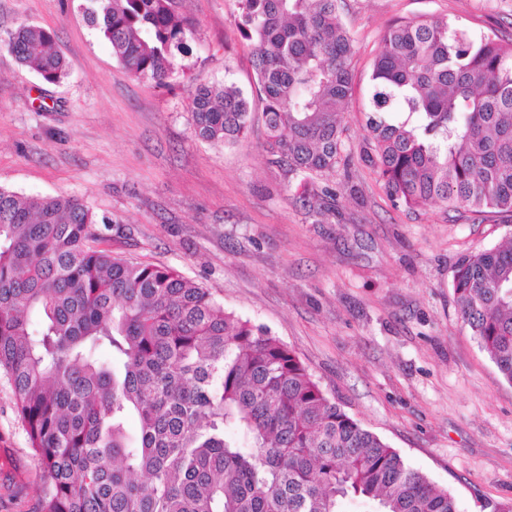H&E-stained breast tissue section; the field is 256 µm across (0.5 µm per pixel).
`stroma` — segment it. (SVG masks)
Wrapping results in <instances>:
<instances>
[{
    "instance_id": "stroma-1",
    "label": "stroma",
    "mask_w": 512,
    "mask_h": 512,
    "mask_svg": "<svg viewBox=\"0 0 512 512\" xmlns=\"http://www.w3.org/2000/svg\"><path fill=\"white\" fill-rule=\"evenodd\" d=\"M196 26L167 85L129 74L79 0H0V38L55 31L69 75L48 85L0 51V186L81 199L110 218L106 248L209 288L290 348L321 389L458 512L512 501V384L456 311L461 257L512 235V218L431 203L395 206L366 161L363 105L385 31L445 18L512 39V0H343L354 37L344 133L348 166L299 176L264 150L262 121L232 144L192 135L197 86L234 82L253 99L251 47L235 0H177ZM43 478L0 376V512H36Z\"/></svg>"
}]
</instances>
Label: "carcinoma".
Masks as SVG:
<instances>
[{
  "label": "carcinoma",
  "instance_id": "1",
  "mask_svg": "<svg viewBox=\"0 0 512 512\" xmlns=\"http://www.w3.org/2000/svg\"><path fill=\"white\" fill-rule=\"evenodd\" d=\"M251 45L265 151L313 176L346 162L353 38L338 0H235ZM134 77L177 70L195 25L174 0H83ZM41 80L66 76L53 30L0 39ZM194 137L230 144L252 121L233 85L200 86ZM371 163L392 201L512 217V41L446 19L402 21L371 73ZM78 198L0 187V373L46 478L38 512H457L320 388L293 351L207 288L102 247ZM459 317L512 383V239L462 258ZM137 417L140 434L124 432Z\"/></svg>",
  "mask_w": 512,
  "mask_h": 512
}]
</instances>
